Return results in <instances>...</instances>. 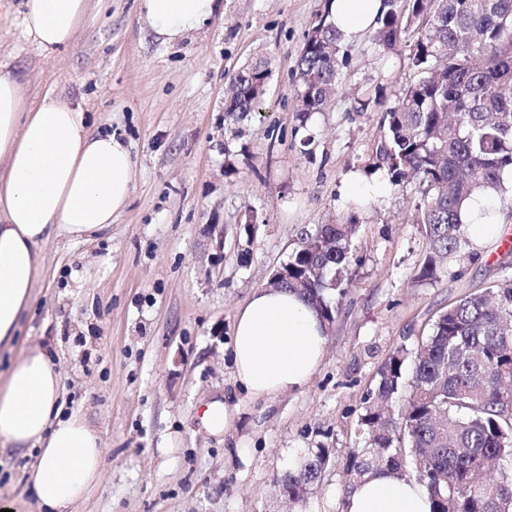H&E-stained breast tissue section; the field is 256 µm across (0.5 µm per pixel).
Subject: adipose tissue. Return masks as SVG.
<instances>
[{
  "mask_svg": "<svg viewBox=\"0 0 512 512\" xmlns=\"http://www.w3.org/2000/svg\"><path fill=\"white\" fill-rule=\"evenodd\" d=\"M216 0H139V13L162 43L187 37L211 18ZM386 10L384 0H331L330 20L344 42L358 40ZM88 0H22V33L40 48L69 45ZM136 176L128 147L92 132L87 113L57 96L28 106L22 86L0 69V347L12 348L34 301L50 240L90 242L127 206ZM468 238L485 249L501 218L480 196L464 210ZM327 331L297 294L256 290L240 309L234 362L238 381L257 397L302 390L319 366ZM61 373L48 347L11 361L0 379V447L31 455L26 473L43 512H73L104 475L100 432L63 410ZM424 487L385 472L366 478L342 512H431Z\"/></svg>",
  "mask_w": 512,
  "mask_h": 512,
  "instance_id": "1",
  "label": "adipose tissue"
}]
</instances>
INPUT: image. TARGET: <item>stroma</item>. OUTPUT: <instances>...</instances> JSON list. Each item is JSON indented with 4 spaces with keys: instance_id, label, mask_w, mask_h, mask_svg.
Instances as JSON below:
<instances>
[{
    "instance_id": "1",
    "label": "stroma",
    "mask_w": 512,
    "mask_h": 512,
    "mask_svg": "<svg viewBox=\"0 0 512 512\" xmlns=\"http://www.w3.org/2000/svg\"><path fill=\"white\" fill-rule=\"evenodd\" d=\"M10 2L0 69L28 102L51 93L80 105L136 164L107 234L45 245L15 345L53 348L67 410L102 434L105 477L76 512H341L346 460L363 444L359 419L389 354L416 347L449 304L512 279V249L500 241L458 275L416 279L428 252L412 217L418 184H389L376 155L382 113L413 78L407 47L382 57L365 33L348 47L339 91L306 116L298 63L326 0H223V13L176 45L151 34L139 0H89L73 41L52 52L23 36L21 0ZM257 55L271 70L263 105L226 117L230 80ZM365 94L374 103L361 112ZM353 176L385 180L356 210L345 194ZM351 212V283L321 364L301 391L250 396L232 358L239 310L303 230ZM213 402L229 412L217 434L201 422ZM320 448V481L289 506L275 479ZM25 463L0 455V498L39 512Z\"/></svg>"
}]
</instances>
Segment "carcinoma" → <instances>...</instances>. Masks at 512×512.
<instances>
[{
    "label": "carcinoma",
    "mask_w": 512,
    "mask_h": 512,
    "mask_svg": "<svg viewBox=\"0 0 512 512\" xmlns=\"http://www.w3.org/2000/svg\"><path fill=\"white\" fill-rule=\"evenodd\" d=\"M376 45L409 48L415 80L383 112L377 155L397 186L419 182L416 223L429 253L416 279L450 272L473 248L462 212L480 195L512 212V0H385ZM349 58L323 14L299 61L300 111H321ZM270 70L261 57L234 76L224 112H257ZM356 216L305 233L282 265V287L331 326L346 293ZM365 446L347 458V489L376 470L424 486L432 512H512V280L494 281L439 312L418 347L402 345L379 371L360 417ZM327 449L277 478L303 501Z\"/></svg>",
    "instance_id": "carcinoma-1"
}]
</instances>
